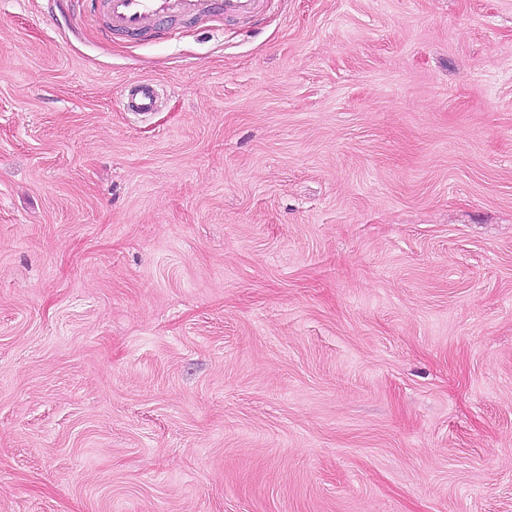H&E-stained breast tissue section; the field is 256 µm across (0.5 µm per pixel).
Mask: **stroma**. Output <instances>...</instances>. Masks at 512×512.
I'll list each match as a JSON object with an SVG mask.
<instances>
[{"instance_id": "stroma-1", "label": "stroma", "mask_w": 512, "mask_h": 512, "mask_svg": "<svg viewBox=\"0 0 512 512\" xmlns=\"http://www.w3.org/2000/svg\"><path fill=\"white\" fill-rule=\"evenodd\" d=\"M0 512H512V0H0ZM264 0H101V14L110 32L137 35L150 32L159 36L173 33L169 21L192 19L218 12L224 19H237L258 13ZM127 87L132 88L131 94L124 97L125 107L129 112L146 114L156 108L159 92L155 82L150 79H142Z\"/></svg>"}]
</instances>
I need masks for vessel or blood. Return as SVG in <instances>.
<instances>
[{
	"mask_svg": "<svg viewBox=\"0 0 512 512\" xmlns=\"http://www.w3.org/2000/svg\"><path fill=\"white\" fill-rule=\"evenodd\" d=\"M262 4L263 0H101V14L108 31L166 36L173 19H192L214 12L228 20L237 19L258 13ZM131 88L125 98L128 111L145 114L156 108L159 92L155 82L142 79L132 83Z\"/></svg>",
	"mask_w": 512,
	"mask_h": 512,
	"instance_id": "1",
	"label": "vessel or blood"
}]
</instances>
